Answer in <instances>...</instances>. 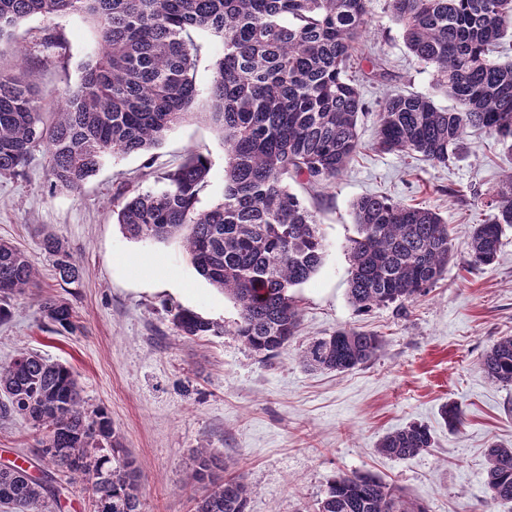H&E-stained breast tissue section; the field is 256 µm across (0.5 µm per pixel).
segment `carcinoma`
Masks as SVG:
<instances>
[{
  "instance_id": "obj_1",
  "label": "carcinoma",
  "mask_w": 512,
  "mask_h": 512,
  "mask_svg": "<svg viewBox=\"0 0 512 512\" xmlns=\"http://www.w3.org/2000/svg\"><path fill=\"white\" fill-rule=\"evenodd\" d=\"M408 50L432 70L435 90L457 102L438 109L428 95L387 94L377 113V148L446 164L470 127L512 141V61L493 56L512 25V0H390ZM78 14L96 33L81 82L52 119L38 91L0 71V176L17 175L35 148L49 157L54 190L76 192L108 154L147 152L191 116L198 94L192 37L206 30L224 41L214 65L209 118L224 140V194L196 204L210 166L193 154L166 174L167 186L137 192L113 206L122 233L137 241L184 236L196 272L230 296L239 311L234 335L254 352L272 356L290 344L301 309L290 290L321 267L324 237L313 213L288 180L328 184L359 152L358 123L366 114L360 85L350 75L356 44L367 25V0H0V44L32 16ZM491 213L467 243L473 265L493 263L504 227L512 226V171L490 195ZM358 237L351 240L350 303L359 309L414 302L443 276L453 257L449 225L436 210L369 195L353 204ZM41 248L66 285L81 266L65 244L46 235ZM38 286L30 256L0 240V323L14 301ZM60 335L80 330L71 304L40 301ZM177 335L220 334L224 326L191 310L172 313ZM382 340L341 328L313 341L301 355L309 366L344 373L372 360ZM494 382L512 384V336L498 340L481 361ZM20 416L43 432L36 477L13 461L0 468V506L44 512L55 495V474L80 476L108 512H143L141 472L107 412L89 410L77 373L25 351L0 364V420ZM434 447L429 430L409 425L384 436L377 452L407 459ZM112 449L98 456L95 450ZM218 459L199 451L193 480L206 484L195 512H246L251 489L219 479ZM491 501L512 502V448L489 451ZM317 512H428L401 489L370 473L330 482Z\"/></svg>"
}]
</instances>
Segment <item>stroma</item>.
<instances>
[{
	"instance_id": "1",
	"label": "stroma",
	"mask_w": 512,
	"mask_h": 512,
	"mask_svg": "<svg viewBox=\"0 0 512 512\" xmlns=\"http://www.w3.org/2000/svg\"><path fill=\"white\" fill-rule=\"evenodd\" d=\"M51 36L61 47L48 45ZM194 40V114L151 155L106 156L77 193L50 192L42 147L21 175L0 176V239L25 251L40 271L35 294L15 300L12 318L0 324V363L34 351L78 374L87 406L110 413L141 468L143 512H193L203 487L189 476L201 448L221 460L218 477L252 487L247 512H314L330 481L354 472L379 476L428 512H512V503H491L485 482L489 448L512 446V384L492 382L480 368L493 344L512 336V228L492 264L470 265L466 253L472 227L489 213L490 194L512 169V148L471 129L445 165L375 149V114L386 94H427L446 109L454 102L434 91L430 67L407 49L389 0H368L360 44L371 62L359 79L369 112L359 125L361 150L329 186L290 184L314 213L326 253L295 290L297 337L278 356L263 357L233 335L235 304L197 274L181 239L134 241L112 219L125 188L162 189L165 173L191 151L210 162L199 208L224 194V142L208 118L224 43L207 32ZM95 42L82 16H33L0 46V70L13 69L15 49H24L26 78L52 112L79 85ZM370 194L437 209L449 224L454 256L416 302L359 310L348 300L352 206ZM47 234L61 237L82 266L80 286L56 279L41 249ZM42 295L65 298L80 331L60 336L43 328ZM174 308L226 330L178 336ZM342 327L380 336L377 356L345 373L307 370L301 350ZM447 407L460 411L458 427L443 418ZM413 423L429 428L434 448L409 459L377 453L383 436ZM38 439L23 419L0 423V459H36Z\"/></svg>"
}]
</instances>
